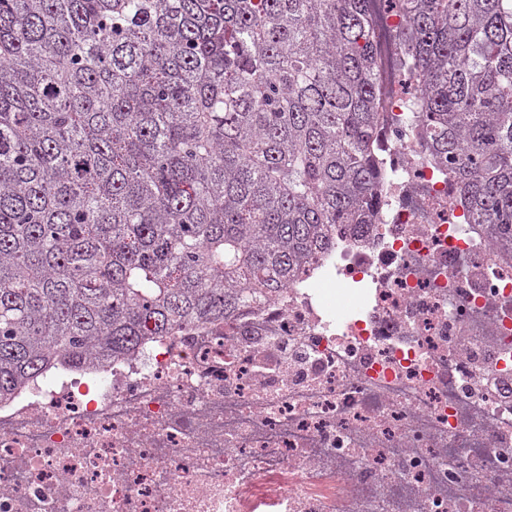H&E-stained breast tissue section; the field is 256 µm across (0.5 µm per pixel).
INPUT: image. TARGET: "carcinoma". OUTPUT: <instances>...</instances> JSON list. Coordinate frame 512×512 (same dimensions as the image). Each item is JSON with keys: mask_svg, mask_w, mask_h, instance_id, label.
Listing matches in <instances>:
<instances>
[{"mask_svg": "<svg viewBox=\"0 0 512 512\" xmlns=\"http://www.w3.org/2000/svg\"><path fill=\"white\" fill-rule=\"evenodd\" d=\"M422 133L512 247V0H406ZM367 0H0V404L271 299L376 212Z\"/></svg>", "mask_w": 512, "mask_h": 512, "instance_id": "cac0c4a2", "label": "carcinoma"}]
</instances>
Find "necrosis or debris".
Wrapping results in <instances>:
<instances>
[{
    "label": "necrosis or debris",
    "instance_id": "obj_1",
    "mask_svg": "<svg viewBox=\"0 0 512 512\" xmlns=\"http://www.w3.org/2000/svg\"><path fill=\"white\" fill-rule=\"evenodd\" d=\"M368 0L381 204L274 299L0 405V512H512V252Z\"/></svg>",
    "mask_w": 512,
    "mask_h": 512
}]
</instances>
